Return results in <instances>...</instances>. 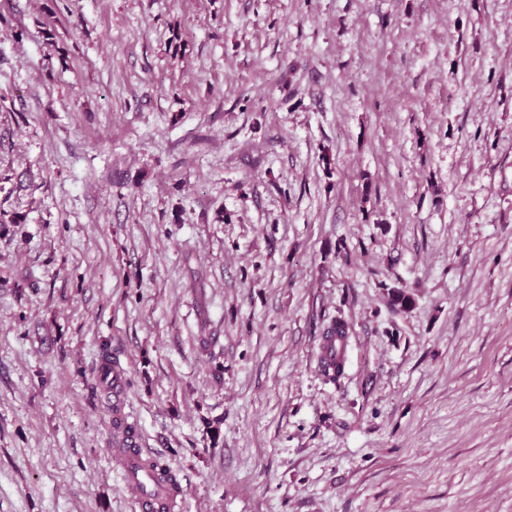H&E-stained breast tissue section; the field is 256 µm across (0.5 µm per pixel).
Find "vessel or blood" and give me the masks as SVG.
Masks as SVG:
<instances>
[{
	"label": "vessel or blood",
	"mask_w": 512,
	"mask_h": 512,
	"mask_svg": "<svg viewBox=\"0 0 512 512\" xmlns=\"http://www.w3.org/2000/svg\"><path fill=\"white\" fill-rule=\"evenodd\" d=\"M97 374L111 386L116 401H124L122 372L103 362L99 364ZM121 444L128 449L122 480L126 490L134 496L138 512H175L177 496L160 473L151 468L152 455L143 448L141 440L126 436L122 438Z\"/></svg>",
	"instance_id": "obj_1"
}]
</instances>
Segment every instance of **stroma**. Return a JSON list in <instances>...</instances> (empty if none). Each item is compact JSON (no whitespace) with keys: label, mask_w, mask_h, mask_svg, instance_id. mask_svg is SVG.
Wrapping results in <instances>:
<instances>
[{"label":"stroma","mask_w":512,"mask_h":512,"mask_svg":"<svg viewBox=\"0 0 512 512\" xmlns=\"http://www.w3.org/2000/svg\"><path fill=\"white\" fill-rule=\"evenodd\" d=\"M104 361L179 512H512V0H0V512ZM345 338V324L337 319L323 331L322 348L326 356L320 358V367L329 380L336 381L343 373ZM97 374L100 379L112 387V392L116 401L121 403L125 400V384L124 376L121 371L112 370V365L107 362H102L97 368Z\"/></svg>","instance_id":"1"}]
</instances>
